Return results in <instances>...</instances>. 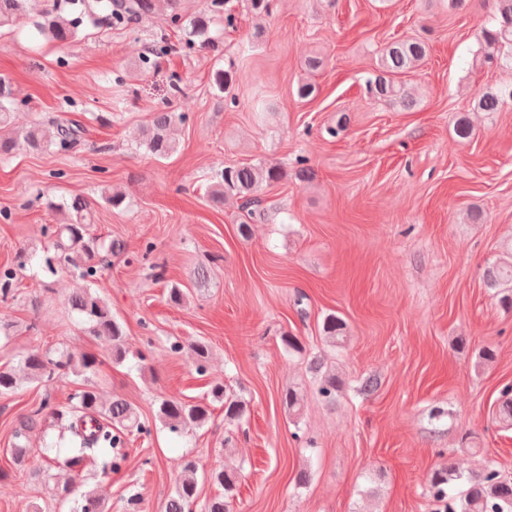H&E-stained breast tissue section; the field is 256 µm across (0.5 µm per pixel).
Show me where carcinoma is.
<instances>
[{"label":"carcinoma","mask_w":512,"mask_h":512,"mask_svg":"<svg viewBox=\"0 0 512 512\" xmlns=\"http://www.w3.org/2000/svg\"><path fill=\"white\" fill-rule=\"evenodd\" d=\"M180 0H54L50 8H39L33 0H0V28L26 24L32 36L55 44H69L77 40L84 18L98 27L111 28L145 19L155 13L160 4L170 7L171 24L181 25L182 14L178 10ZM225 0H210V8L189 20L192 39L188 45L203 50L218 46L219 37L211 34L212 15L224 10ZM496 11L495 25L484 28L481 37L485 44L497 50V60L512 67V0H493ZM427 55L426 46L416 40L392 41L382 49L378 73L366 82L367 89L375 97L402 107L412 104L408 90L398 77L416 68ZM236 76L235 64L218 68L212 74L213 90L223 94L229 91ZM512 101V86L479 96L477 110L496 112L505 101ZM15 93L12 83L0 77V159L11 157L20 149L46 151L66 150L83 134V126L72 120H57L45 126L34 122L27 127L12 126ZM176 120L173 112L154 113L151 124L143 131L140 146L155 159L170 158L177 150L171 137V127ZM287 176L280 166L254 165L226 166L217 174V180L209 191L214 202L228 199L241 201V208L252 219L258 212L261 200L258 190L264 183L278 182ZM51 208L60 215L59 222L47 229L52 238L53 255L44 259L48 270L53 261L68 264L76 275L78 284L68 297L70 311L75 313L87 334L106 342L112 349V357L122 362L127 357L124 346V329L112 315L108 302L91 288L93 280L102 271L103 258L125 249L123 242H108L88 232L93 212L83 198L74 197L69 202L53 203ZM485 286L501 295V302L512 307V296L504 291L512 283V256L490 263L484 271ZM321 330L331 345L343 341L345 323L329 313L323 317ZM324 360L314 357L310 368L319 375L317 394L331 403L336 399L340 385L336 375L323 370ZM23 371L31 382L46 383L60 373L89 380L96 361L93 357L72 353L54 355L50 351L34 350L22 361ZM210 394L212 400L224 404V419L237 420L245 414V405L228 394L224 385L215 384ZM69 423L56 434L43 435V450L54 460L75 463L86 457L99 461L105 469H115L124 460L122 447L127 431L143 430L131 404L115 396L105 404L94 386L86 385L72 404ZM59 412V415L66 414ZM212 412L204 403L186 404L177 399H166L159 407V419L173 431L200 427L209 422ZM496 419L505 427L512 426V387L505 388L496 409ZM38 420L27 416L20 420L15 432L14 454L27 452L29 434L37 429ZM184 479L176 486L165 505V512H192L199 490L195 479L196 464L192 459L183 461ZM209 479L223 492L209 499L205 512H228L235 489V475L224 470L212 472ZM463 484L458 503L451 502L448 489L453 484ZM430 492L438 501L446 502V512H512V481L502 478L490 464L467 474L451 464H442L428 477Z\"/></svg>","instance_id":"cac0c4a2"}]
</instances>
